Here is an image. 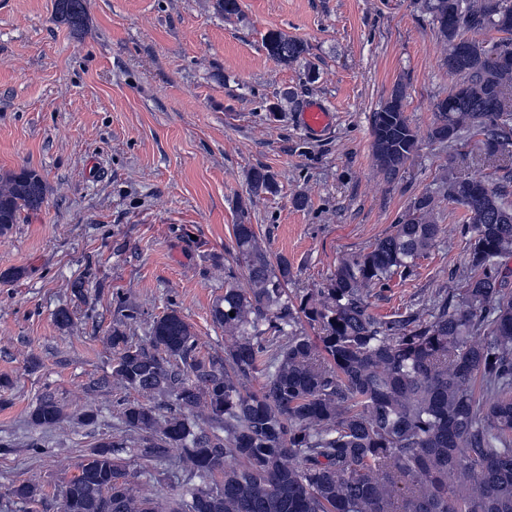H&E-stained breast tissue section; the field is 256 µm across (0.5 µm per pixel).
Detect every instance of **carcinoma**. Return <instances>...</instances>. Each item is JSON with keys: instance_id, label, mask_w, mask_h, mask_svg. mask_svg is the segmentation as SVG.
I'll return each instance as SVG.
<instances>
[{"instance_id": "cac0c4a2", "label": "carcinoma", "mask_w": 512, "mask_h": 512, "mask_svg": "<svg viewBox=\"0 0 512 512\" xmlns=\"http://www.w3.org/2000/svg\"><path fill=\"white\" fill-rule=\"evenodd\" d=\"M421 9L447 47L448 73L467 71L464 90L455 83L434 103L429 138L473 142L495 178L458 174L448 155L451 173L438 192L414 198L391 234L300 298L286 291L288 260H272L254 225L239 221L244 281L225 283L212 310L230 338L222 357L198 355V338L175 309L147 323L146 341L136 339L131 324L141 313L117 303L111 373L87 390L114 386L141 399L114 395L123 430L84 455L62 487L70 512H512V289L501 270L512 256V10L497 0H421ZM54 16L79 31L86 0H54ZM492 31L500 37L486 38ZM265 47L282 64L306 51L280 31ZM404 98L398 84L371 115L374 167L387 182L419 146ZM247 186L251 196L277 190L263 167L248 173ZM439 195L468 212L461 288L376 316L373 289L409 274L437 245ZM46 196L33 169L1 176L0 237ZM304 321L317 336L302 331ZM29 417L52 428L64 413L45 393ZM171 448L189 475L164 502L139 485L155 480L153 465ZM121 452L140 469L129 472ZM229 458L235 467L225 466ZM8 494L30 503L41 488L21 483Z\"/></svg>"}]
</instances>
